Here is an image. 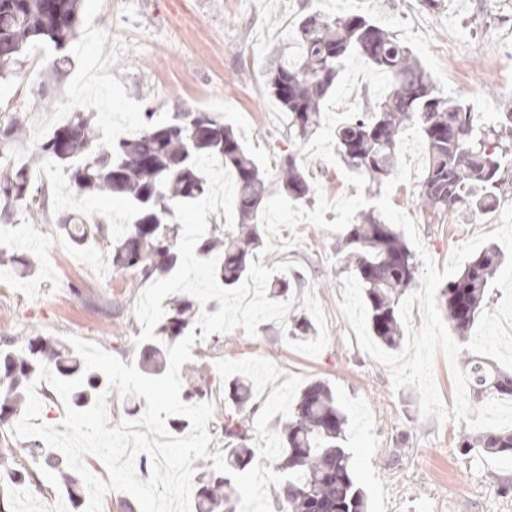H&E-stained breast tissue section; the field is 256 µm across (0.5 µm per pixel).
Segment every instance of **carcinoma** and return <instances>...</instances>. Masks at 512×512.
<instances>
[{
    "mask_svg": "<svg viewBox=\"0 0 512 512\" xmlns=\"http://www.w3.org/2000/svg\"><path fill=\"white\" fill-rule=\"evenodd\" d=\"M80 0H0V77L16 73L24 52L37 39L61 50L78 37ZM295 32L270 68L266 90L288 112V137L309 139L321 127L322 104L346 62L365 57L387 82V91L333 132L345 165L362 175L367 190L381 191L393 175L405 128L418 125L427 157L419 194L421 204L437 211L487 212L497 208L512 191V109L498 113L493 123L481 121L469 105L440 94L411 49L392 32L361 14L336 17L310 13L294 25ZM145 113L143 130L117 141L101 138L91 112H74L37 148L34 160L61 167L75 196L109 195L129 204L132 220L112 238L110 256L116 269L135 267L147 277L163 278L180 265L178 222L173 203L201 198L205 176L192 159L212 153L235 178V209L239 230L213 234L196 245L201 259L218 258L216 277L224 288H235L246 278L257 249L265 244L260 216L267 184L260 162L230 125L209 112H189L179 106L164 122ZM22 128L14 119L0 128V223L7 225L19 207L35 202L29 166L11 162V145ZM277 185L293 202L308 204L314 186L297 155L281 158ZM57 228L76 246L95 236H106L107 223H86L63 210ZM344 262L362 287L369 324L377 342L388 350L404 341L400 299L415 281V255L392 225L364 214L350 225ZM13 271L25 275L35 269L31 255L8 257ZM501 256L492 246L471 259L459 276L440 291L441 309L458 340L469 339L490 298ZM296 282L275 278L270 295L288 298ZM198 301L178 293L167 304L155 329L156 341L140 344L146 373L161 375L167 366L166 346L194 329ZM287 334L306 342L317 335L307 315L292 318ZM55 368L56 376L84 384L71 395L82 408L104 387L94 371H85L81 358L62 344L43 336L0 339V470L29 479L25 461L44 458L54 479L70 497L74 512H85L80 494L82 478L65 467L63 454L52 448H27L10 439L26 404V387L39 378L40 366ZM473 396L512 401V375L477 357L465 361ZM228 396L238 409L251 399V385L237 376L227 383ZM347 417L332 388L315 381L299 394L291 417L279 425L283 445L274 468L282 475L303 473L301 480L279 484V512H367L368 497L354 476L352 455L344 447ZM247 427L224 424V459L234 472L252 464L254 453L239 445ZM460 447L480 448L487 454L512 456V430L462 436ZM200 460L196 491L198 512H239L240 497L232 478Z\"/></svg>",
    "mask_w": 512,
    "mask_h": 512,
    "instance_id": "carcinoma-1",
    "label": "carcinoma"
}]
</instances>
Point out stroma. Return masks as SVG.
Masks as SVG:
<instances>
[{
	"mask_svg": "<svg viewBox=\"0 0 512 512\" xmlns=\"http://www.w3.org/2000/svg\"><path fill=\"white\" fill-rule=\"evenodd\" d=\"M312 12L370 16L409 46L441 93L465 100L475 112H499L512 102V86L492 85L486 71L488 56L512 39V0H81L78 28L96 31L98 38L66 47L69 63L61 77L50 71L57 52L43 41L38 56L28 57L16 76L0 82V126L16 117L23 123L12 157L15 163L26 162L72 112L95 113L100 133L110 137L122 123L139 129L147 112L164 121L179 104L232 125L269 183L277 181L280 157L295 151L328 199L355 196L357 188L344 178L331 132L361 108L351 94L360 71H367L380 93L386 88L381 75L363 58H352L323 105L322 129L302 144L289 141L288 114L265 90L273 57L297 18ZM452 41L471 61L468 78L459 81L450 78ZM89 55L108 71L105 88L87 89L80 82ZM35 184L46 187V205L19 209L13 221L24 227V236L0 240L5 252L37 258L34 273L13 276L12 287L0 291V336L62 342L76 336L125 364L141 366L135 338L142 327L134 310L146 283L139 269L113 268L106 240L77 247L55 225L57 214L73 206L83 209L86 219L126 224L128 205L105 195L74 199L58 167ZM420 185L417 176L397 185L391 201L415 219L438 267H445L453 250L476 232L499 226L496 210L462 215L421 208ZM295 234L300 237L296 248L269 253L262 264L293 262L299 284L291 293V311L307 314L317 337L297 341L276 323L264 322L253 336L239 328L195 342L180 376L186 380L195 371L206 376L215 404L207 424L208 453L223 451L226 422L257 417L229 401L216 361L262 357L284 373L302 376L304 383L321 380L335 391L348 416L346 445L370 512H512V457L481 451L462 455L458 441L470 431L466 422L422 418L416 390L394 389L389 370L360 350L339 310L344 233L306 222L281 231L285 240ZM33 471L36 480L18 501L10 484L0 481V497L13 499L14 512H72L51 472L39 464Z\"/></svg>",
	"mask_w": 512,
	"mask_h": 512,
	"instance_id": "35a3bbf8",
	"label": "stroma"
}]
</instances>
